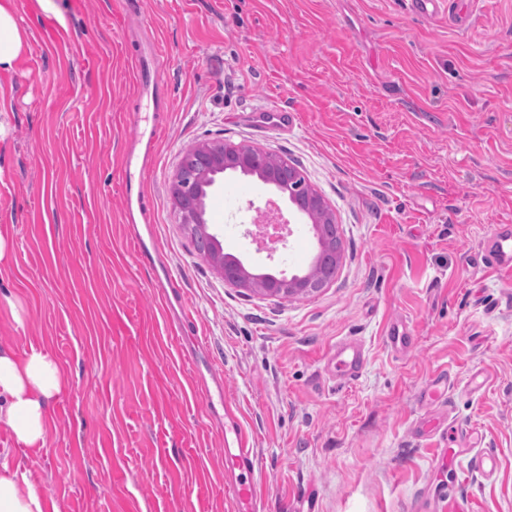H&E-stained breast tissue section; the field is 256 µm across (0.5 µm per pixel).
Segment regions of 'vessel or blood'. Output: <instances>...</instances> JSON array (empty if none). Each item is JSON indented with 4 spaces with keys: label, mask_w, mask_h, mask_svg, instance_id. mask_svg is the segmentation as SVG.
Returning <instances> with one entry per match:
<instances>
[{
    "label": "vessel or blood",
    "mask_w": 512,
    "mask_h": 512,
    "mask_svg": "<svg viewBox=\"0 0 512 512\" xmlns=\"http://www.w3.org/2000/svg\"><path fill=\"white\" fill-rule=\"evenodd\" d=\"M163 55L157 42L151 36H144L139 52L135 57L136 81L140 96L146 97L152 106V120L137 124L136 136L146 150H153L160 131L163 129L169 112L170 99L168 89L161 79ZM147 166L138 155L129 153L122 165V195L126 209H138L141 216H148L151 210L150 199L144 188V176ZM487 260L491 267L504 276H512V230L497 232L489 240ZM334 359L336 373L346 380L357 379L365 365L366 352L355 341H343L337 344ZM460 437V431L451 427L444 434L449 446L443 451L442 462L448 468V479L440 483L437 490L439 500L453 499L460 483L462 471L456 465L454 450ZM224 467L236 473L238 479L233 487L236 512H258V490L252 476L258 467L257 457L249 446L247 434H240L239 445L224 451Z\"/></svg>",
    "instance_id": "b4317fda"
}]
</instances>
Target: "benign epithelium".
<instances>
[{
    "label": "benign epithelium",
    "mask_w": 512,
    "mask_h": 512,
    "mask_svg": "<svg viewBox=\"0 0 512 512\" xmlns=\"http://www.w3.org/2000/svg\"><path fill=\"white\" fill-rule=\"evenodd\" d=\"M190 153L194 168L177 169L170 183L171 199L182 223L193 237L202 239L200 255L221 269L225 282L255 295L280 299L314 294L329 286L332 278L325 275L322 258L330 255L335 262H340L336 217L306 178L290 176L288 182H282L283 171L294 169L287 159L273 158L254 146L227 140L201 142L191 147ZM227 172L255 177L265 185L274 186L309 219L319 250L307 271L291 277L255 273L239 259L224 254L223 245L209 230L205 214L209 192Z\"/></svg>",
    "instance_id": "7a95c632"
}]
</instances>
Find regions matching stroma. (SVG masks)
I'll return each mask as SVG.
<instances>
[{"label": "stroma", "mask_w": 512, "mask_h": 512, "mask_svg": "<svg viewBox=\"0 0 512 512\" xmlns=\"http://www.w3.org/2000/svg\"><path fill=\"white\" fill-rule=\"evenodd\" d=\"M28 46L0 70V347L48 350L69 385L47 444L26 454L64 512H235L225 449L245 430L262 512H431L448 424L472 429L457 490L469 512H512V280L483 261L512 225V0L432 17L410 0H10ZM164 53L171 99L146 173L153 241L191 314L178 326L123 221L120 163L134 143L133 57ZM286 109L287 128L253 115ZM293 161L333 210L332 284L292 300L250 295L195 251L170 179L205 141ZM271 186L226 176L206 219L260 272L303 273L317 240L292 220L275 253L253 236ZM19 300L23 323L8 304ZM405 324L411 347L386 332ZM367 363L337 379L338 341ZM449 403L420 394L439 373ZM430 416L433 427L422 424Z\"/></svg>", "instance_id": "35a3bbf8"}]
</instances>
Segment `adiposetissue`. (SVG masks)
<instances>
[{"mask_svg": "<svg viewBox=\"0 0 512 512\" xmlns=\"http://www.w3.org/2000/svg\"><path fill=\"white\" fill-rule=\"evenodd\" d=\"M27 47V33L0 4V69H11ZM68 386L55 357L42 348L23 354L0 351V425L21 448H41L48 435L47 409ZM0 512H61L40 494L22 462L0 464Z\"/></svg>", "mask_w": 512, "mask_h": 512, "instance_id": "1", "label": "adipose tissue"}]
</instances>
